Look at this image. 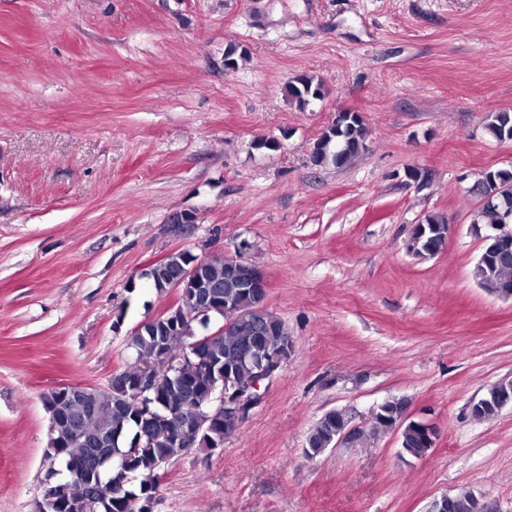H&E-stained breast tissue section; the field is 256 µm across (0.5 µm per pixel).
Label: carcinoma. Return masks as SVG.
<instances>
[{"label":"carcinoma","instance_id":"carcinoma-1","mask_svg":"<svg viewBox=\"0 0 512 512\" xmlns=\"http://www.w3.org/2000/svg\"><path fill=\"white\" fill-rule=\"evenodd\" d=\"M323 94L322 83L312 76H301L286 88L288 99L299 108L306 107L308 94ZM486 129L497 140L512 134V113L491 112L487 115ZM369 131L362 119L344 114L336 116L334 123L316 140L311 150V160L317 166L332 165L337 168L350 164L368 149ZM494 178L499 195L512 198V170H488L482 181ZM483 224L505 223L503 211L485 205L479 215ZM447 222L438 215H429L425 223L416 227L413 248L420 255H434L447 244ZM189 254L179 253L153 266L146 273L152 286L159 292L171 287L179 276L180 268L187 264ZM205 276L215 294L232 299L234 307L243 314L232 319L224 316L228 326L221 334L196 335L193 324L198 318V298L189 285L180 290L175 306L162 316L144 325L140 334L133 337L131 347L136 361L146 365L151 384V397L158 409L155 418L146 419L145 406L132 396L122 393V388H101L91 400L69 401L63 415L54 426L57 448H46L45 454L56 456V465L66 466L68 460L83 455L85 442L110 435L116 442L100 449L99 456L115 455L112 467L99 470L88 468L71 474L64 469L52 478L45 476L42 482V504H52V512H69L67 506L92 494L94 507L89 512H141L132 500L153 499L157 488L156 478L164 465L190 452L175 431L164 426L173 413L160 407L195 399L206 404L210 415V427L198 442L200 449H213L224 443L233 430L234 423L224 420V415H213L214 408L206 403L213 397L215 372L212 365L224 369V380L238 385L249 384L254 376L253 361L279 350L288 340L284 323L273 313L264 311L256 317L250 313L256 296L242 288V284L255 277V268L236 258L214 256L206 259ZM474 277L486 292L495 293L501 280L512 279V263H478ZM210 363H202L187 356L195 342ZM186 355L178 363V372H172L169 355ZM405 398L393 397L381 404L373 426L385 429L402 425L398 432L401 452L413 458L424 456L433 446L422 424L414 419L401 420ZM350 425V417L336 410L325 412L309 432L306 449L316 457L333 447L336 436ZM137 487H132L134 480Z\"/></svg>","mask_w":512,"mask_h":512}]
</instances>
